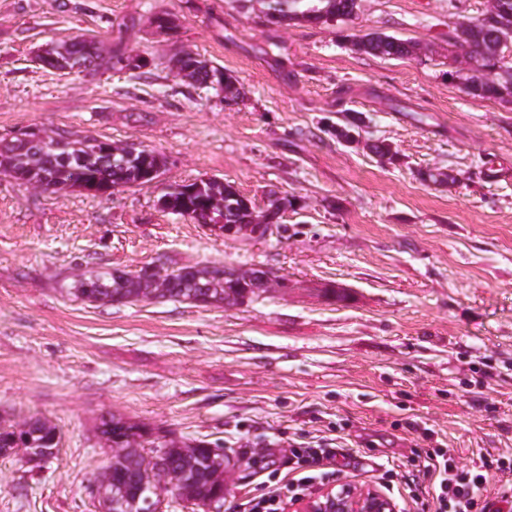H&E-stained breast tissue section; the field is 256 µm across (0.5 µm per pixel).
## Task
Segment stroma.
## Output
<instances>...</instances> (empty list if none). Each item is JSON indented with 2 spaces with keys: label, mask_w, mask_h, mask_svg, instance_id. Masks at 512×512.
I'll list each match as a JSON object with an SVG mask.
<instances>
[{
  "label": "stroma",
  "mask_w": 512,
  "mask_h": 512,
  "mask_svg": "<svg viewBox=\"0 0 512 512\" xmlns=\"http://www.w3.org/2000/svg\"><path fill=\"white\" fill-rule=\"evenodd\" d=\"M488 5L360 0L353 22L311 26L269 23L265 0H0V139L37 125L166 159L158 180L97 196L0 176V421L39 415L61 435L42 467L0 456V512H99L106 412L223 444L228 502L291 438L334 439L338 479L371 484L377 464L403 472L425 437L466 465L512 455V104L468 95L448 64L449 23ZM156 13L176 32L159 33ZM373 30L414 54L345 40ZM80 36L145 65L35 63ZM184 52L236 76L243 98L190 85L173 67ZM355 112L354 142L330 135ZM378 138L395 162L368 151ZM435 168L456 183L419 180ZM213 176L260 210L267 189L293 198L280 231L227 237L159 210L170 186ZM147 263L264 265L286 285L220 307H97L64 290ZM346 38L350 44L357 40L361 41L358 51L375 57L402 59L414 52V46L410 41L384 33L375 32L363 36L348 34Z\"/></svg>",
  "instance_id": "obj_1"
}]
</instances>
